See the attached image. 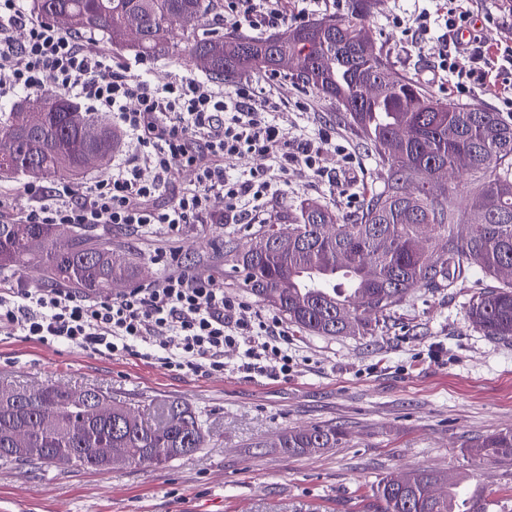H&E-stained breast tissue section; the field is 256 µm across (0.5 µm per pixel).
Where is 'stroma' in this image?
<instances>
[{
  "label": "stroma",
  "instance_id": "1",
  "mask_svg": "<svg viewBox=\"0 0 512 512\" xmlns=\"http://www.w3.org/2000/svg\"><path fill=\"white\" fill-rule=\"evenodd\" d=\"M470 47L495 38L512 48V0H470ZM434 0H382L366 21L369 35L396 73L440 99L468 100L496 112L508 106L499 89L457 90L437 72L444 28ZM426 13L430 31L411 42L395 16ZM288 101L280 122L290 134L326 129L345 153H328L337 184L294 171L279 179L266 215L315 200L343 215L358 211L380 185L377 160L335 105L311 90L251 74ZM254 224H191L178 236L145 235L116 226L125 245L158 279L185 269L222 280L248 312L275 318L270 306L224 277L225 239L250 243ZM485 282L471 274L458 288H421L397 307L385 328L367 336H314L288 329L293 369L285 378L239 372L237 347L224 349V371L201 377L171 371L139 356L94 354L74 346L0 336V385L57 383L98 387L143 405L177 399L207 421L208 446L162 469L114 466L105 472L71 465L0 463V512H366L378 481L417 468L458 470L512 496V462L478 458L469 448L494 431L512 430V342H494L472 321L469 300ZM333 425L343 444L286 456L277 436L290 428Z\"/></svg>",
  "mask_w": 512,
  "mask_h": 512
}]
</instances>
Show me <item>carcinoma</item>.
<instances>
[{
  "mask_svg": "<svg viewBox=\"0 0 512 512\" xmlns=\"http://www.w3.org/2000/svg\"><path fill=\"white\" fill-rule=\"evenodd\" d=\"M379 0H350L344 16L288 26L262 38L205 29L221 14L222 0H32L42 17L69 16L72 34L100 35L114 49L140 57L184 53L211 79L228 83L250 72L280 75L336 103L375 153L383 187L349 221L314 201L266 222L241 252L224 244L225 274L297 328L319 336L371 335L380 322L420 288H454L473 271L490 280L472 297L469 313L483 335L512 340V113L460 104L429 94L411 77L396 74L387 54L364 45V21ZM139 22L136 43L125 41V19ZM187 20L184 47L163 39L170 19ZM296 62L288 70L278 65ZM48 110L43 127L20 126L12 109L0 119V174L34 181H75L112 163L120 134L70 97L50 92L33 99ZM100 126L111 140L89 146L84 129ZM447 168L469 181V208L456 209L433 173ZM428 225L429 242L421 240ZM57 224L0 223V273L27 268L51 284L95 296L115 281L131 282L139 264L112 241L72 233ZM55 384L37 389L0 388V461L50 465L66 453L72 465L112 469L99 448H123L129 465L159 467L206 447L207 428L188 404L168 400L152 416L135 419L125 403L107 416L88 412L91 393ZM333 425L288 429L278 447L294 456L342 444ZM169 448L158 459L152 449ZM480 456L512 461V431L485 437ZM372 512H512L483 487L432 469L381 478Z\"/></svg>",
  "mask_w": 512,
  "mask_h": 512,
  "instance_id": "carcinoma-1",
  "label": "carcinoma"
}]
</instances>
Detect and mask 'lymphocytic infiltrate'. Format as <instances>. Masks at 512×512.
Here are the masks:
<instances>
[{
    "instance_id": "obj_1",
    "label": "lymphocytic infiltrate",
    "mask_w": 512,
    "mask_h": 512,
    "mask_svg": "<svg viewBox=\"0 0 512 512\" xmlns=\"http://www.w3.org/2000/svg\"><path fill=\"white\" fill-rule=\"evenodd\" d=\"M305 7L288 0H224V23L266 31L304 22ZM144 58L116 61L95 40L59 31L28 13L24 0H0V103L53 80L59 91L93 112L112 114L133 149L104 178L80 188L65 183L0 190V222L134 225L179 233L190 224L252 221L273 182L288 170L325 177L331 132L288 136L275 120L286 105L274 90L243 81L219 89L181 74L158 85ZM263 157L264 165L235 172L228 158ZM195 173L165 206L173 167ZM223 198L227 211L214 213ZM23 332L44 344L65 343L95 354L140 355L159 348L172 371L210 376L224 370V348L243 345L242 370L287 377L288 331L262 314L246 315L223 283L172 270L115 300L75 288H23L0 282V335Z\"/></svg>"
}]
</instances>
